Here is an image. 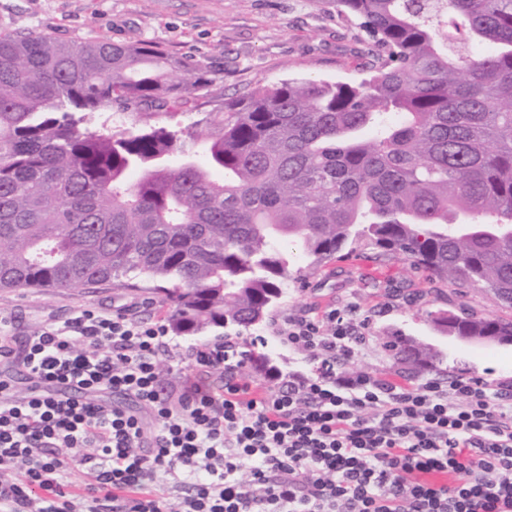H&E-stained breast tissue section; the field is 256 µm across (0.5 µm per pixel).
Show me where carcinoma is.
Masks as SVG:
<instances>
[{"label": "carcinoma", "instance_id": "carcinoma-1", "mask_svg": "<svg viewBox=\"0 0 512 512\" xmlns=\"http://www.w3.org/2000/svg\"><path fill=\"white\" fill-rule=\"evenodd\" d=\"M326 2L364 31L365 76L260 85L212 113L200 151L85 121L174 109L210 82L201 64L0 35V289L153 283L191 336L262 321L300 259L373 248L512 307V0ZM385 350L422 356L402 336Z\"/></svg>", "mask_w": 512, "mask_h": 512}]
</instances>
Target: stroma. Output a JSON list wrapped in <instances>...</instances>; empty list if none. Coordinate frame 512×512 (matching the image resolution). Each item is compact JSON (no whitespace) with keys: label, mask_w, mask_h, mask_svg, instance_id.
Returning a JSON list of instances; mask_svg holds the SVG:
<instances>
[{"label":"stroma","mask_w":512,"mask_h":512,"mask_svg":"<svg viewBox=\"0 0 512 512\" xmlns=\"http://www.w3.org/2000/svg\"><path fill=\"white\" fill-rule=\"evenodd\" d=\"M0 34L49 36L63 42L100 39L115 44L155 43L171 56L201 62L211 82L189 95L176 115L144 108L119 111L105 107L88 116L90 128L135 131L150 125L178 130L190 139L197 121L225 102L241 98L258 84L289 79L354 80L361 78L365 57L361 32L346 23L335 6L323 0H0ZM84 308L103 312L131 310L140 319L167 320L159 294L119 283L83 288L0 290V315L11 322L15 344L51 324H60ZM353 311L368 322L369 337L349 369L401 385L451 376L481 377L512 383V345L451 344L434 328L440 311L470 312L512 320V308L482 290L459 288L414 267L403 255H379L366 249L321 267H302L289 280L283 297L260 324L210 328L178 337L181 347L234 341L248 354L266 353L259 368L245 362V379L266 375L287 379L308 371L303 355L280 344L276 328L290 315L315 316L327 309ZM390 336L413 338L434 357L422 369L388 355Z\"/></svg>","instance_id":"35a3bbf8"}]
</instances>
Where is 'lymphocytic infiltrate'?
Wrapping results in <instances>:
<instances>
[{
	"label": "lymphocytic infiltrate",
	"instance_id": "f902f5d3",
	"mask_svg": "<svg viewBox=\"0 0 512 512\" xmlns=\"http://www.w3.org/2000/svg\"><path fill=\"white\" fill-rule=\"evenodd\" d=\"M279 333L312 372L271 385L244 379L229 344L184 353L125 311L80 310L18 350L0 318V358L20 355L32 383L19 395L0 373V512H512V385L348 371L367 338L336 309ZM166 361L224 383L164 391ZM176 473L173 506L157 480Z\"/></svg>",
	"mask_w": 512,
	"mask_h": 512
}]
</instances>
